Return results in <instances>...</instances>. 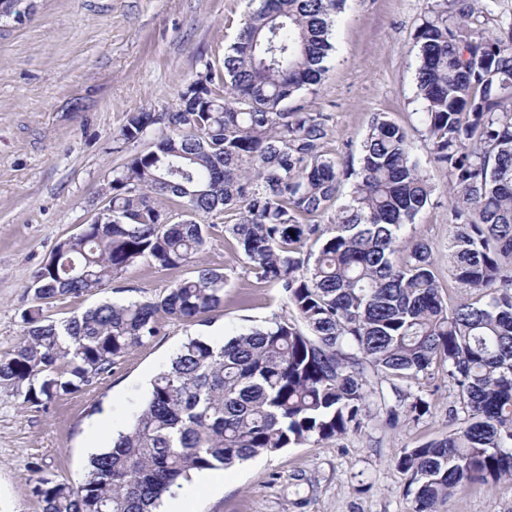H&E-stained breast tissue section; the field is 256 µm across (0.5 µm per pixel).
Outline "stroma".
Masks as SVG:
<instances>
[{
    "instance_id": "1",
    "label": "stroma",
    "mask_w": 512,
    "mask_h": 512,
    "mask_svg": "<svg viewBox=\"0 0 512 512\" xmlns=\"http://www.w3.org/2000/svg\"><path fill=\"white\" fill-rule=\"evenodd\" d=\"M22 20H0V356L10 353L30 304L26 287L56 243L78 233L105 199L108 183L133 156L149 150L150 130L126 142L128 113L168 112L204 63L222 66L241 20L259 0H25ZM430 0H346L333 28L335 51L320 85L302 91L311 110L330 117L327 151L338 168L357 161L373 116L384 112L407 130L418 127L415 34ZM414 151L433 186L407 232L437 260L442 294L460 300L448 268L451 209L448 176ZM203 264L228 277L224 306L206 322L162 318L157 336L134 348L83 392L26 408L0 390V512H42L29 468L39 459L61 482L83 481L93 449L111 446L128 427L150 379L190 336L227 338L285 315L277 289L257 283L223 235L208 240ZM194 265L159 272L139 263L116 289L47 306L56 321L104 300H148ZM402 389L430 405L419 420L286 448L225 469L210 483L182 488L189 512H413L407 477L392 463L406 448L452 430L453 397L444 373L405 381ZM439 512H512V479L457 490Z\"/></svg>"
}]
</instances>
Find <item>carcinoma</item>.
Here are the masks:
<instances>
[{"instance_id":"1","label":"carcinoma","mask_w":512,"mask_h":512,"mask_svg":"<svg viewBox=\"0 0 512 512\" xmlns=\"http://www.w3.org/2000/svg\"><path fill=\"white\" fill-rule=\"evenodd\" d=\"M344 4L262 0L224 69L203 64L177 111L152 122L162 128L150 150L113 177L120 223L59 240L32 276L34 305L0 357V389L36 410L111 373L157 335L160 316L195 322L224 302L227 276L199 264L155 299L105 301L61 323L44 315L134 264L193 263L222 231L288 308L222 341L188 337L80 484L34 464L42 512H159L199 472L358 432L377 416L387 427L418 419L428 402L397 382L435 367L447 369L459 427L395 458L414 512H438L468 482L512 479V21L489 29L473 0H433L416 34L420 136L448 173L449 263L466 292L450 305L431 248L405 234L433 192L408 132L375 115L335 210L343 173L325 150L327 116L289 106L325 77ZM151 117L128 113L121 139H140ZM173 212L183 223H158ZM208 215L221 223L197 221ZM309 241L318 253L304 251ZM380 382L392 397L374 414Z\"/></svg>"}]
</instances>
